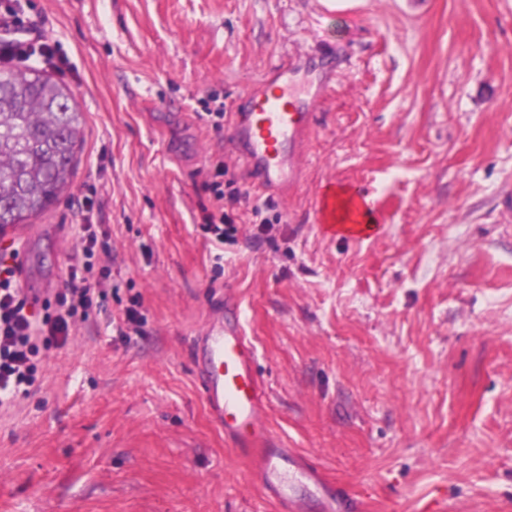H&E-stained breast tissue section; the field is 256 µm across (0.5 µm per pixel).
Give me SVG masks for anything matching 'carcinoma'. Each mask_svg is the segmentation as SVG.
Segmentation results:
<instances>
[{"label":"carcinoma","mask_w":512,"mask_h":512,"mask_svg":"<svg viewBox=\"0 0 512 512\" xmlns=\"http://www.w3.org/2000/svg\"><path fill=\"white\" fill-rule=\"evenodd\" d=\"M84 126L69 85L34 68L0 69V230L27 223L68 192Z\"/></svg>","instance_id":"1"}]
</instances>
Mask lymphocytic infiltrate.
<instances>
[{
    "label": "lymphocytic infiltrate",
    "mask_w": 512,
    "mask_h": 512,
    "mask_svg": "<svg viewBox=\"0 0 512 512\" xmlns=\"http://www.w3.org/2000/svg\"><path fill=\"white\" fill-rule=\"evenodd\" d=\"M14 27L17 35L8 40L7 52L1 57L20 62L41 56L53 62L55 52L50 46L35 48L24 40L25 21L20 0H0V27ZM223 163L207 169L205 188L210 192V211L203 216V230L216 243L236 237L239 231L240 207L246 200L235 180L227 179ZM97 201L84 197V213L79 241L69 257L65 288L55 295L54 313L38 316L17 282L15 253H0V396L16 394L21 387L36 381L37 358L64 348L99 310L112 285V251L99 249L102 234L93 216Z\"/></svg>",
    "instance_id": "f902f5d3"
}]
</instances>
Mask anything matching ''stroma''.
Masks as SVG:
<instances>
[{"mask_svg":"<svg viewBox=\"0 0 512 512\" xmlns=\"http://www.w3.org/2000/svg\"><path fill=\"white\" fill-rule=\"evenodd\" d=\"M86 119L70 190L15 233L63 289L81 201L109 230L115 288L0 409V512H283L209 421L190 344L233 292L273 434L369 512H512V0H22ZM326 77L297 192L234 157L233 113L280 61ZM223 102L224 126L199 120ZM249 194L224 244L201 232L206 167ZM370 202L365 238L318 199ZM281 214L250 234L252 206ZM139 298L144 333L113 318ZM363 202L359 199L354 201L351 193L346 190L336 189V197H334L325 189L320 195L318 205L320 222L324 232L330 237L361 238L368 236L376 227H371L368 224H376V219L370 210L369 200L365 199ZM354 206H357L360 210V223L346 224L349 220V212ZM335 212L336 223L331 224Z\"/></svg>","mask_w":512,"mask_h":512,"instance_id":"35a3bbf8","label":"stroma"}]
</instances>
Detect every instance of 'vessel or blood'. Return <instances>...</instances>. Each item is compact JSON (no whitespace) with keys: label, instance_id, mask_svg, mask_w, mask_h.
Instances as JSON below:
<instances>
[{"label":"vessel or blood","instance_id":"b4317fda","mask_svg":"<svg viewBox=\"0 0 512 512\" xmlns=\"http://www.w3.org/2000/svg\"><path fill=\"white\" fill-rule=\"evenodd\" d=\"M321 97L318 84L299 91L290 82L284 62L247 93L232 140L261 191L284 199L298 187L301 161ZM318 212L329 236L361 238L372 231L367 224L333 223L336 199L329 192L321 193ZM236 307L235 298L225 295L223 307L214 310L192 343L203 400L212 421L248 460L264 494L282 504L286 512H308L306 503L289 490L287 476L291 473L320 491V512H361L359 501L327 484L319 469L284 447L270 432L266 391L257 369L258 349L234 318Z\"/></svg>","mask_w":512,"mask_h":512}]
</instances>
